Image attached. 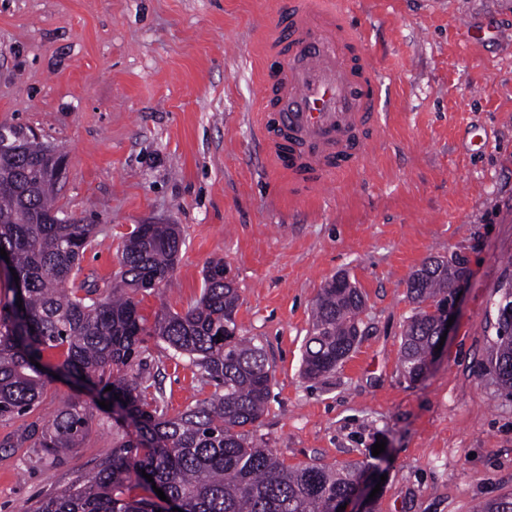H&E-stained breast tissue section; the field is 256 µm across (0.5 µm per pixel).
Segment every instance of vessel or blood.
<instances>
[{
  "mask_svg": "<svg viewBox=\"0 0 512 512\" xmlns=\"http://www.w3.org/2000/svg\"><path fill=\"white\" fill-rule=\"evenodd\" d=\"M262 65L259 132L274 170L312 191L364 163L384 78L342 0H299L287 31L268 32Z\"/></svg>",
  "mask_w": 512,
  "mask_h": 512,
  "instance_id": "vessel-or-blood-1",
  "label": "vessel or blood"
}]
</instances>
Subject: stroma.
Masks as SVG:
<instances>
[{
	"label": "stroma",
	"instance_id": "obj_1",
	"mask_svg": "<svg viewBox=\"0 0 512 512\" xmlns=\"http://www.w3.org/2000/svg\"><path fill=\"white\" fill-rule=\"evenodd\" d=\"M291 2L0 0V123L66 153L59 204L98 231L79 281L110 287L135 225H179L169 284L140 296L151 321L193 306L223 259L239 333L271 367L258 435L285 466L370 461L376 512H473L512 496V395L489 371L512 281V0H344L386 76L382 134L361 167L308 195L261 164L253 131L260 40L286 26ZM467 24L511 35L472 43ZM451 253L469 278L445 349L413 382L400 363L407 280ZM342 273L364 295V336L310 380L312 305ZM150 352L169 415L210 396L188 358ZM69 399L93 419L82 446L53 459L29 431ZM115 418L50 379L33 410L0 420V512H27L100 464Z\"/></svg>",
	"mask_w": 512,
	"mask_h": 512
}]
</instances>
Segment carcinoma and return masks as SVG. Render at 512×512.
<instances>
[{"instance_id":"obj_1","label":"carcinoma","mask_w":512,"mask_h":512,"mask_svg":"<svg viewBox=\"0 0 512 512\" xmlns=\"http://www.w3.org/2000/svg\"><path fill=\"white\" fill-rule=\"evenodd\" d=\"M9 139L10 151L0 153V248L19 281L9 277L12 298L0 301V418L32 409L54 370L112 399L135 428L112 443L111 457L32 512H158L151 499L130 497L132 488L154 484L182 501L185 512H336V502L372 465L289 469L257 437L271 369L263 349L238 334L240 295L224 278V260L206 267L194 307L183 314L162 311L150 327L137 295L172 276L182 247L175 224L137 225L118 250L112 287H66L96 241V226L71 220L56 205L59 181L48 177V166L65 161V153L22 126L11 128ZM467 273L462 261L436 258L409 278L408 295L418 309L403 328L401 365L410 379L425 374L448 296ZM364 309L362 293L345 275L321 288L302 357L307 378L323 377L349 357L363 336ZM498 316L504 324L496 330L489 369L512 394V285ZM150 338L188 357L201 381L214 387L211 396L173 417L161 388L146 397ZM47 350L58 352L53 368L42 363ZM91 420L89 406L67 401L42 429L37 447L59 458L80 446Z\"/></svg>"}]
</instances>
